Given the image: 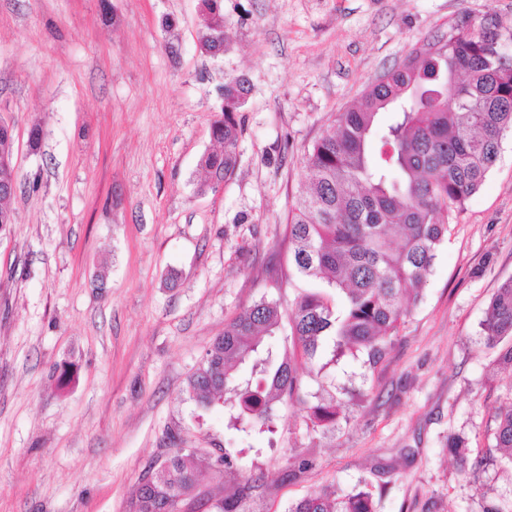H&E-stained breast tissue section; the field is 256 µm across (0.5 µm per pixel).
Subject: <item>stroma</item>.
Listing matches in <instances>:
<instances>
[{
    "label": "stroma",
    "instance_id": "stroma-1",
    "mask_svg": "<svg viewBox=\"0 0 512 512\" xmlns=\"http://www.w3.org/2000/svg\"><path fill=\"white\" fill-rule=\"evenodd\" d=\"M224 51L200 49V0H0V120L13 128L14 221L0 225V512H128L149 465L177 448L207 471L195 503L252 481L243 512H288L331 486L377 512H512V473L460 474L448 435L495 444L512 373L482 322L512 278V133L448 218L420 301L377 363L305 364L281 318L270 341L303 392L275 433L228 426L186 391L212 340L261 297L286 313L288 213L303 156L364 90L461 22L512 31V0H223ZM245 81L235 173L199 193L224 82ZM39 128L38 148L29 135ZM310 459L298 470L300 459Z\"/></svg>",
    "mask_w": 512,
    "mask_h": 512
}]
</instances>
